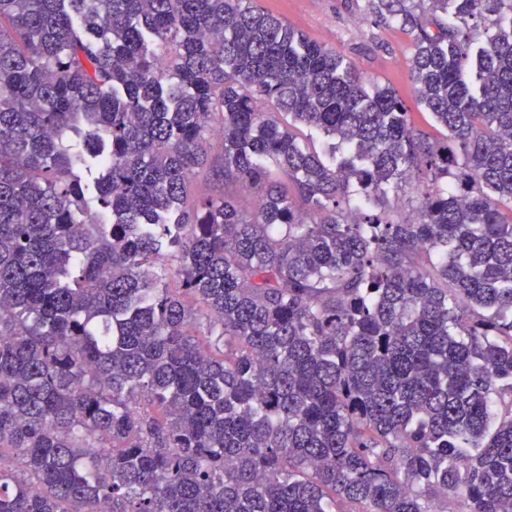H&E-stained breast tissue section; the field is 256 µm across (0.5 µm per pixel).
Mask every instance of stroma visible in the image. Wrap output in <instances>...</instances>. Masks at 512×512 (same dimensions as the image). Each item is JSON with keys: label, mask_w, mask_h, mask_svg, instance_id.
<instances>
[{"label": "stroma", "mask_w": 512, "mask_h": 512, "mask_svg": "<svg viewBox=\"0 0 512 512\" xmlns=\"http://www.w3.org/2000/svg\"><path fill=\"white\" fill-rule=\"evenodd\" d=\"M305 36L341 52L367 79L395 90L418 129L439 138L433 122L417 103L408 61L411 36L398 26L374 20L367 0H252Z\"/></svg>", "instance_id": "obj_1"}]
</instances>
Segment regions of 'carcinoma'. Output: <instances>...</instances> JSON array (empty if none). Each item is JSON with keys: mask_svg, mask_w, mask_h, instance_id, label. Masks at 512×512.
Here are the masks:
<instances>
[{"mask_svg": "<svg viewBox=\"0 0 512 512\" xmlns=\"http://www.w3.org/2000/svg\"><path fill=\"white\" fill-rule=\"evenodd\" d=\"M368 10L443 139L243 0H0V512H512V0Z\"/></svg>", "mask_w": 512, "mask_h": 512, "instance_id": "cac0c4a2", "label": "carcinoma"}]
</instances>
